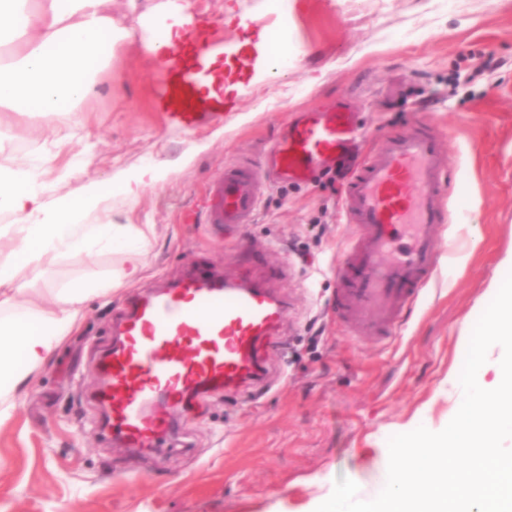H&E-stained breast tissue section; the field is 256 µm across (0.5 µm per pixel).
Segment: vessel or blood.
<instances>
[{
  "label": "vessel or blood",
  "instance_id": "b4317fda",
  "mask_svg": "<svg viewBox=\"0 0 512 512\" xmlns=\"http://www.w3.org/2000/svg\"><path fill=\"white\" fill-rule=\"evenodd\" d=\"M209 27L208 21L191 20L181 43L156 46L166 72L157 103L181 130L224 116L221 86L202 88L204 62L223 49L208 41ZM361 137L355 112L338 102L303 112L271 153L273 175L283 183L305 184L324 168L349 163L343 209L362 232L336 269V311L374 336L386 333L417 301L438 266L449 166L428 123L390 135L356 162L352 155ZM259 202L254 170L231 167L208 185L199 213L185 221L247 224ZM286 311L285 300L266 281L230 280L202 266L133 295L115 322L116 340L99 356L103 429L126 447L150 451L174 430L171 411L189 395L261 381L258 348Z\"/></svg>",
  "mask_w": 512,
  "mask_h": 512
}]
</instances>
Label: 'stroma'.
Listing matches in <instances>:
<instances>
[{
    "mask_svg": "<svg viewBox=\"0 0 512 512\" xmlns=\"http://www.w3.org/2000/svg\"><path fill=\"white\" fill-rule=\"evenodd\" d=\"M167 0H111L128 32L111 70L86 103L92 150L81 172L57 183L58 197L108 182L147 160L172 164L169 181L115 198L116 224H148L143 277L91 296L78 328L45 356L0 420V512H315L336 478L370 497L388 465V439L417 427L441 431L463 398L467 337L512 252V0H188L228 46L216 73L231 108L220 124L171 127L154 92L164 79L141 51L143 30L163 33ZM281 28L260 43L261 19ZM344 99L358 114L362 152L392 131L429 120L448 154L449 215L440 261L415 306L390 336H355L337 318L336 268L357 234L332 172L309 185L264 186L251 223L232 230L187 224L208 183L225 167L262 166L268 144L305 109ZM40 116L12 115L8 153L37 162ZM246 251L285 269L275 282L288 301L265 354L260 383L207 393L173 412L164 447L143 455L106 437L93 399L97 359L127 297L178 278L191 264L235 271ZM95 252L28 271L19 301L53 311L56 288L100 282L122 265Z\"/></svg>",
    "mask_w": 512,
    "mask_h": 512,
    "instance_id": "1",
    "label": "stroma"
}]
</instances>
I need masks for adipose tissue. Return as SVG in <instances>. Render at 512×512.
I'll return each instance as SVG.
<instances>
[{
    "instance_id": "adipose-tissue-1",
    "label": "adipose tissue",
    "mask_w": 512,
    "mask_h": 512,
    "mask_svg": "<svg viewBox=\"0 0 512 512\" xmlns=\"http://www.w3.org/2000/svg\"><path fill=\"white\" fill-rule=\"evenodd\" d=\"M107 2L0 0V214L11 217L0 225V239L12 246L0 258V309L12 312L0 318V399L13 394L75 329L81 305L97 290L82 280L69 283L56 294L60 312L43 318L18 311L15 296L4 294V287L20 269L36 282L46 264L75 261L94 248L123 253L114 285L138 280L150 227L112 223V199L134 198L145 185L165 183L172 172L168 164L149 161L114 172L108 184H87L79 197L54 199L53 186L77 175L75 160L29 166L5 155L4 113L43 117L56 150L71 141L75 128L88 124V116L73 106L93 97V75L111 61L121 38Z\"/></svg>"
}]
</instances>
